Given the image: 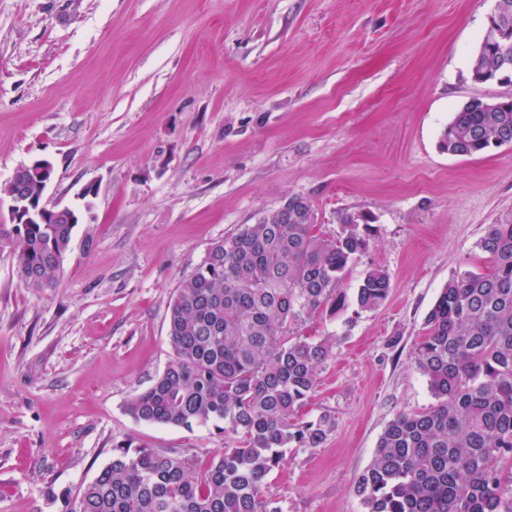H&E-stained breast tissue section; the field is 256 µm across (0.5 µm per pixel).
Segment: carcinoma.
<instances>
[{
    "instance_id": "carcinoma-1",
    "label": "carcinoma",
    "mask_w": 512,
    "mask_h": 512,
    "mask_svg": "<svg viewBox=\"0 0 512 512\" xmlns=\"http://www.w3.org/2000/svg\"><path fill=\"white\" fill-rule=\"evenodd\" d=\"M479 70L512 82V39L485 33ZM512 145V107L488 112L475 97L440 136L442 150L472 156ZM40 200L42 180L24 166L0 187ZM74 212L44 224H0L27 288H56L77 225ZM483 272L448 280L425 319L414 363L436 404L400 414L384 429L355 494L364 512H512V224H491L478 243ZM369 247L368 225L347 218L336 236L314 231L310 204L280 207L214 244L176 288L168 317L172 356L146 390L128 400L137 422L191 429L211 425L231 439L206 462L124 441L64 512H282L263 494L290 448L313 449L327 418L301 422L318 368L335 341H309L290 327L319 311H372L392 288L371 267L349 297L338 291Z\"/></svg>"
}]
</instances>
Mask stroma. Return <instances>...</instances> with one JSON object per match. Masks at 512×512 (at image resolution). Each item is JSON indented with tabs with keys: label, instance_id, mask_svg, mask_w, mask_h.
Returning a JSON list of instances; mask_svg holds the SVG:
<instances>
[{
	"label": "stroma",
	"instance_id": "1",
	"mask_svg": "<svg viewBox=\"0 0 512 512\" xmlns=\"http://www.w3.org/2000/svg\"><path fill=\"white\" fill-rule=\"evenodd\" d=\"M495 0H0V183L54 165L44 200L80 210L58 288L19 281L0 253V512H63L131 439L205 460L211 426L135 421L127 400L167 366L179 282L210 248L299 196L320 234L367 220L379 308L318 313L335 337L303 420L263 487L283 512H362L354 493L399 414L435 400L413 352L448 279L480 271L489 225L512 224V146L438 147L473 97ZM94 197L82 198L86 185Z\"/></svg>",
	"mask_w": 512,
	"mask_h": 512
}]
</instances>
